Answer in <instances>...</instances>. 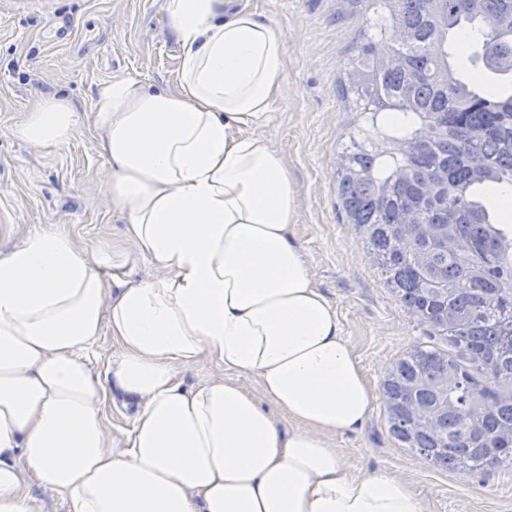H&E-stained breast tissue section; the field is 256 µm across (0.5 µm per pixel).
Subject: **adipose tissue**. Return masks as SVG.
I'll return each instance as SVG.
<instances>
[{
	"label": "adipose tissue",
	"instance_id": "adipose-tissue-1",
	"mask_svg": "<svg viewBox=\"0 0 512 512\" xmlns=\"http://www.w3.org/2000/svg\"><path fill=\"white\" fill-rule=\"evenodd\" d=\"M166 16L177 87L118 78L92 108L125 237L161 276L110 287L111 251L91 261L49 232L0 258V512H32L28 475L67 512H426L407 481L350 473L330 444L375 395L288 234V166L257 132L283 35L240 0H166ZM76 124L67 99L39 96L20 133L60 145ZM106 331L122 353L100 373ZM203 358L227 379L175 380ZM117 394L138 408L116 455L99 406Z\"/></svg>",
	"mask_w": 512,
	"mask_h": 512
}]
</instances>
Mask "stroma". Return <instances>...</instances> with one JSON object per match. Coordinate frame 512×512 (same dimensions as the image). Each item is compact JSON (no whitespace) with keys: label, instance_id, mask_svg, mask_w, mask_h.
Listing matches in <instances>:
<instances>
[{"label":"stroma","instance_id":"1","mask_svg":"<svg viewBox=\"0 0 512 512\" xmlns=\"http://www.w3.org/2000/svg\"><path fill=\"white\" fill-rule=\"evenodd\" d=\"M166 0H0V257L38 231L68 235L95 257L111 249L122 280L159 271L130 244L124 215L107 192L108 166L98 151L91 110L107 81L133 77L172 89L180 46L166 23ZM287 40L281 95L259 129L288 164L298 210L288 233L303 247L314 281L336 308L345 338L376 400L364 426L332 437L354 473L381 471L409 482L427 512H512V469L446 472L400 447L388 431L382 383L397 359L426 342L428 327L386 286L362 235L347 224L336 192V151L356 118L337 81L363 25L340 0H248ZM74 20L71 36L55 31ZM461 77L487 91L512 93V82L484 70L476 39L453 38ZM62 93L79 121L69 142L35 147L19 135L33 95ZM106 445L125 448L133 410L100 406Z\"/></svg>","mask_w":512,"mask_h":512}]
</instances>
